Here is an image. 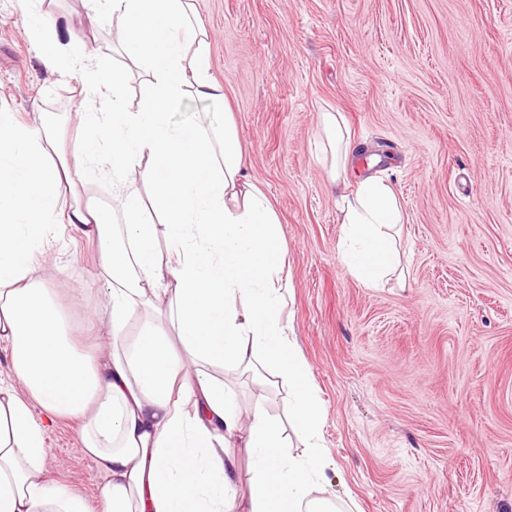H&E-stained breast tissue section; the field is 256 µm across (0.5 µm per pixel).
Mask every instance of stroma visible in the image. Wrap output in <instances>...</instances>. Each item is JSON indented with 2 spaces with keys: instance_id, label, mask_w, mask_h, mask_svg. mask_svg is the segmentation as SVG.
Instances as JSON below:
<instances>
[{
  "instance_id": "35a3bbf8",
  "label": "stroma",
  "mask_w": 512,
  "mask_h": 512,
  "mask_svg": "<svg viewBox=\"0 0 512 512\" xmlns=\"http://www.w3.org/2000/svg\"><path fill=\"white\" fill-rule=\"evenodd\" d=\"M209 72L227 104L186 98L173 119L232 113L245 174L269 199L285 249L281 318L322 402L327 459L317 497L339 512H512V0H193ZM60 54L96 50L125 66L123 30L89 20L85 0H45ZM20 0H0V109L69 135L83 100L27 37ZM342 113L355 177L389 181L402 206L405 284L368 288L338 252L340 191L317 160L318 114ZM107 209L112 171L87 167L73 199ZM71 319L100 306L96 237L64 224L46 253ZM206 371L241 411L288 413V388L263 391L229 366ZM47 481L99 507L105 483L79 422L46 432Z\"/></svg>"
}]
</instances>
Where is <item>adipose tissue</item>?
Returning a JSON list of instances; mask_svg holds the SVG:
<instances>
[{
	"mask_svg": "<svg viewBox=\"0 0 512 512\" xmlns=\"http://www.w3.org/2000/svg\"><path fill=\"white\" fill-rule=\"evenodd\" d=\"M88 2L105 5L123 25L146 89L140 105L127 110L126 71L107 75L96 56L71 57L67 70L80 94L108 96L112 104L83 112L68 150L55 113L31 127L0 111V340L27 393L22 399L0 386V512H93L80 492L43 474L45 432L62 416L83 422V451L107 479L103 512H336L312 495L326 467L321 405L279 316L277 215L245 180L232 121L215 129L172 119L187 96L225 99L208 73L206 33L193 20L191 0ZM319 127L333 152L331 180L346 184L354 145L341 113H320ZM89 162L111 169L114 196L128 202L121 239H113L104 208L59 207L62 185L82 179ZM143 185L161 225L140 215ZM340 212L338 247L348 272L366 287H384L401 271L402 212L393 187L364 178L343 196ZM57 224L83 226L99 241L97 275L108 290L91 319L109 327L112 343L94 358L78 347V330L49 286L44 255ZM166 283L173 297L163 308ZM149 311L156 316L151 329L125 341L127 325ZM170 325L180 346L170 341ZM200 362L241 369L261 386L288 384L287 421L271 417L260 401L241 416L234 393L197 370ZM31 398L41 418H34ZM288 424L306 441L303 457L284 437ZM242 453L252 462L245 488Z\"/></svg>",
	"mask_w": 512,
	"mask_h": 512,
	"instance_id": "adipose-tissue-1",
	"label": "adipose tissue"
}]
</instances>
